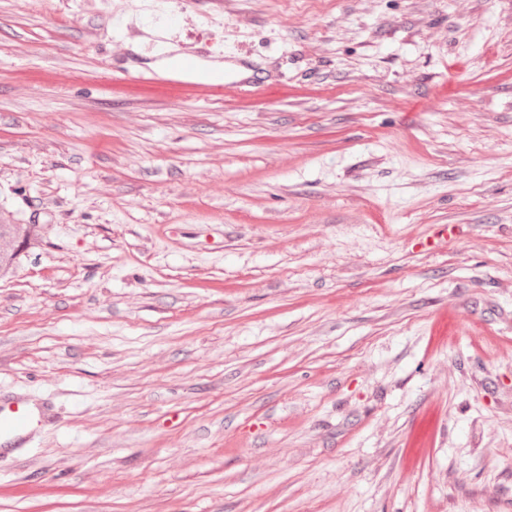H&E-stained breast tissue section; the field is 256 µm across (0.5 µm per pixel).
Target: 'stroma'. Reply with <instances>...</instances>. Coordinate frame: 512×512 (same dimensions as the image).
<instances>
[{
    "label": "stroma",
    "mask_w": 512,
    "mask_h": 512,
    "mask_svg": "<svg viewBox=\"0 0 512 512\" xmlns=\"http://www.w3.org/2000/svg\"><path fill=\"white\" fill-rule=\"evenodd\" d=\"M0 222V512H512V0H0ZM32 226L30 224H0V242L12 244L11 250L0 249V272L2 269L10 268L16 262L20 254V244L29 237ZM11 404L16 406L13 408ZM43 417L44 414L39 409L36 412L28 403H11L0 399V440L1 435L4 436L1 448L12 442L14 446L20 445L28 431L41 422Z\"/></svg>",
    "instance_id": "stroma-1"
}]
</instances>
